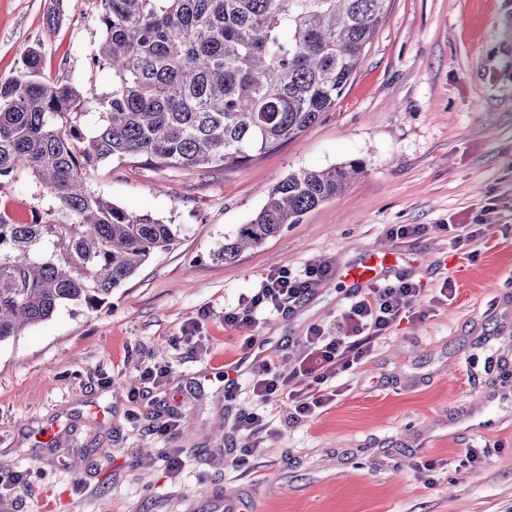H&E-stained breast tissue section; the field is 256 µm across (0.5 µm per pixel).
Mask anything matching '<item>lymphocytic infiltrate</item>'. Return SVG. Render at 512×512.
Wrapping results in <instances>:
<instances>
[{
  "label": "lymphocytic infiltrate",
  "mask_w": 512,
  "mask_h": 512,
  "mask_svg": "<svg viewBox=\"0 0 512 512\" xmlns=\"http://www.w3.org/2000/svg\"><path fill=\"white\" fill-rule=\"evenodd\" d=\"M332 271L331 262L323 260L297 274L286 268L263 274L260 288L224 313L225 327L240 334L239 351L245 353L253 348L254 331L263 315L293 312ZM453 296L452 281L428 290L402 276L350 298L342 315V335L329 336L321 326L311 325L301 338L288 374L277 370L278 353L261 357L258 376L245 386L252 403L238 409L233 423L242 442L226 459V468L249 470L255 458L263 455L262 439L271 431L269 416L273 406L287 402L288 421L292 424L321 414L337 396L336 391L330 390V383L340 375L355 374L371 357L381 337L402 320L424 317L435 305L447 303Z\"/></svg>",
  "instance_id": "obj_1"
}]
</instances>
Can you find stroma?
Returning a JSON list of instances; mask_svg holds the SVG:
<instances>
[{"instance_id": "obj_1", "label": "stroma", "mask_w": 512, "mask_h": 512, "mask_svg": "<svg viewBox=\"0 0 512 512\" xmlns=\"http://www.w3.org/2000/svg\"><path fill=\"white\" fill-rule=\"evenodd\" d=\"M46 6L0 0V80L37 45L45 77L110 93L112 71L95 60L99 0H66L54 29ZM352 161L364 172L342 194L223 261L225 238L275 183ZM87 183L177 225L178 238L103 308L63 304L0 343V512H212L231 494L242 512H512V0H389L347 93L296 140L244 167L104 161ZM57 206L29 173L0 187L11 223ZM477 223L486 243L456 254L444 225ZM391 224L428 231L395 244ZM394 244L413 260L407 276L427 288L452 278L454 299L393 328L323 414L292 426L279 403L268 454L251 471L226 470L232 419L250 397L224 399V365L237 357L225 309L269 270L349 264ZM345 306L328 279L293 313L269 315L257 345L287 350L314 324L335 333ZM191 321L197 345L179 340ZM156 362L170 368L166 398L149 389L130 401ZM172 401L182 420L171 437L161 427ZM484 444L489 455L468 466ZM420 458L435 463L425 479L411 468Z\"/></svg>"}]
</instances>
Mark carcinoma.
Masks as SVG:
<instances>
[{"instance_id":"1","label":"carcinoma","mask_w":512,"mask_h":512,"mask_svg":"<svg viewBox=\"0 0 512 512\" xmlns=\"http://www.w3.org/2000/svg\"><path fill=\"white\" fill-rule=\"evenodd\" d=\"M100 57L112 92L44 77L30 48L0 81V187L24 171L59 203L34 224L0 218V343L65 302L96 310L158 251L172 224L92 192L87 170L106 160L154 169L245 166L293 141L336 107L387 15L388 0H99ZM65 16L48 0L49 29ZM89 100L101 124L82 144ZM350 162L274 184L255 217L220 252L226 263L344 191Z\"/></svg>"}]
</instances>
